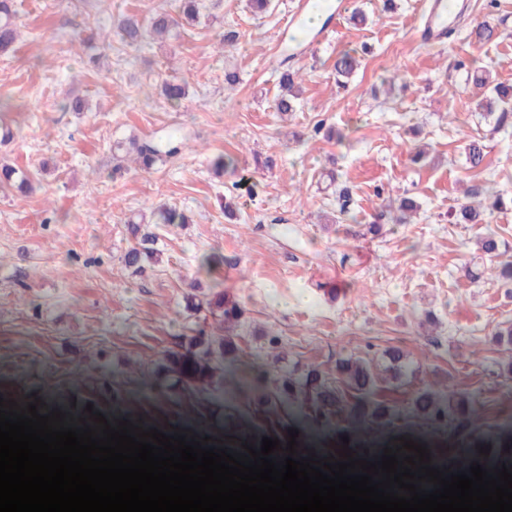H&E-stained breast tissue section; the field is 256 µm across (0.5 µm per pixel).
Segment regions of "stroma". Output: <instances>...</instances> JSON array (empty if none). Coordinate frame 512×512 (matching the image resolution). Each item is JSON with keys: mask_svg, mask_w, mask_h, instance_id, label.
<instances>
[{"mask_svg": "<svg viewBox=\"0 0 512 512\" xmlns=\"http://www.w3.org/2000/svg\"><path fill=\"white\" fill-rule=\"evenodd\" d=\"M163 2L15 0L21 37L0 55V132L14 138L0 158L34 188L0 192V400L232 453L275 438L279 461L294 429L301 459L406 457L411 441L439 470H512V351L496 338L512 323V283L498 277L512 262V129L494 131L458 67L473 60L512 84V0H470L434 44L418 36L426 0H346L290 60L286 0L265 14L218 0L167 42H101L117 14L146 19ZM485 21L497 36L480 42L471 31ZM345 48L362 66L341 88ZM287 67L302 94L283 115ZM165 79L186 84L180 105L159 96ZM75 99L87 111L68 110ZM175 127L177 156L116 170V142L160 143ZM474 138L480 171L466 162ZM220 155L235 160L221 177ZM381 186L419 210L373 233ZM471 189L511 203L482 224L449 222ZM163 203L188 221L152 225L157 259L134 271L127 221ZM492 233L494 258L480 250ZM232 305L242 317L228 330ZM393 352L408 377L337 390L343 362Z\"/></svg>", "mask_w": 512, "mask_h": 512, "instance_id": "obj_1", "label": "stroma"}]
</instances>
